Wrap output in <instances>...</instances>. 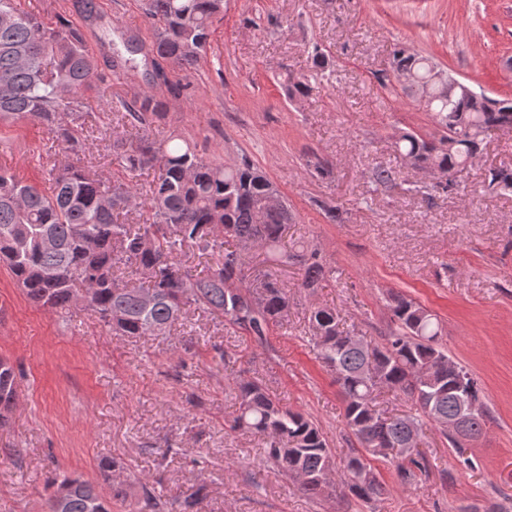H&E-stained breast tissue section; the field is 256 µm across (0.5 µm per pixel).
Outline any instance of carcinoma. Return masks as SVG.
<instances>
[{"label": "carcinoma", "mask_w": 512, "mask_h": 512, "mask_svg": "<svg viewBox=\"0 0 512 512\" xmlns=\"http://www.w3.org/2000/svg\"><path fill=\"white\" fill-rule=\"evenodd\" d=\"M144 14L155 31L152 54L178 72L195 68L210 46L214 24L224 18V0H144ZM433 61L398 48L393 71L411 80L403 93L424 102L440 131L436 141L413 130L399 131L394 147L414 167L429 169L438 185L449 189L455 177L478 154L487 136L512 127V99L433 85L422 91ZM98 64L83 34L63 20L47 27L14 0H0V121L33 118L61 145L79 144L89 112L86 94L93 90ZM305 78L288 81V98L309 96ZM166 102L143 97L129 115L139 123L136 135L113 141L121 176L106 182L73 165L48 172L51 193L0 173V263L32 302L51 309L80 305L116 336L161 335L194 306L224 319L257 344L288 321V285L255 264L249 250L266 258H286L303 271L301 287L315 288L326 273L317 249L300 245L282 251L283 234L294 217L283 204L262 211L273 183L246 157L224 165L207 162L177 135L161 140L148 130L164 119ZM154 169L145 194L126 176ZM398 172L377 166L372 183L389 186ZM490 184L512 189V165L490 172ZM148 213L145 221L126 222L131 206ZM54 241L48 249L43 236ZM234 241L238 248L225 247ZM186 246L215 260L204 275L192 274L178 261ZM394 328L363 345L340 328L336 312L314 306L309 311L318 358L336 375L344 399L343 421L356 446L343 464L310 418L280 404L277 395L256 381L237 384L232 428L262 437L267 461L296 481L310 497L331 488L365 503L380 498L385 484L370 459L394 465L404 483L428 473L425 452L403 453L426 422L440 426L459 461L469 464L466 449L441 426L459 409V381L482 400L477 380L448 358L437 315L398 295L389 306ZM16 369L0 358V426L16 401ZM412 403L415 412L393 414L378 405L382 391ZM200 491L163 500L141 484L138 512H196ZM57 512H112L111 501L88 480L65 477L48 500Z\"/></svg>", "instance_id": "cac0c4a2"}]
</instances>
